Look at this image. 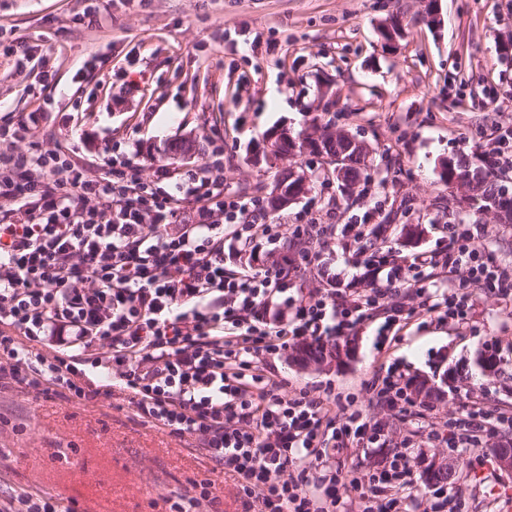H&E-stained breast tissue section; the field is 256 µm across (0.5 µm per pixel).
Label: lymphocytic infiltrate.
Masks as SVG:
<instances>
[{"mask_svg": "<svg viewBox=\"0 0 512 512\" xmlns=\"http://www.w3.org/2000/svg\"><path fill=\"white\" fill-rule=\"evenodd\" d=\"M31 147L0 153V199L20 214L0 220V384L86 402L121 390L144 423L196 437L247 512H336L345 499L358 512H410L413 439L363 485L329 453L376 444L383 426L329 388L282 397L286 379L257 360L302 341H336L377 316L385 337L422 312L462 324L477 288L511 302L512 267L485 247L484 225H449L441 261L414 257L408 272L390 270L386 287L290 295L292 273L314 264L311 246L335 212L297 224L294 251L281 261L240 267L238 244L278 227L258 202L228 193L221 164L204 163L178 195L163 188L162 170L153 186L125 158L94 174L60 145ZM462 266L467 276L455 281ZM393 285L401 299L389 304ZM367 387L388 410L408 414L416 404L399 369ZM511 428L512 415L475 401L427 438L473 452Z\"/></svg>", "mask_w": 512, "mask_h": 512, "instance_id": "obj_1", "label": "lymphocytic infiltrate"}]
</instances>
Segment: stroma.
<instances>
[{"instance_id":"1","label":"stroma","mask_w":512,"mask_h":512,"mask_svg":"<svg viewBox=\"0 0 512 512\" xmlns=\"http://www.w3.org/2000/svg\"><path fill=\"white\" fill-rule=\"evenodd\" d=\"M438 13L431 20L428 0H0V125L46 107L51 119L35 140L73 148L93 169L132 158L148 181L162 166L198 169L217 144L229 190L262 201L278 168L251 156L268 130L340 129L373 148L366 173L345 190L328 179L326 157L284 158L310 176L309 196L270 213L280 239L252 243L243 260H280L291 220L316 198L333 201L345 223L372 213L378 245L399 264L441 254L448 225L465 219L485 225L489 247L512 265V223L469 207L440 180L447 161L462 160L512 190V171L492 170L484 154L493 127H512V0H440ZM394 16L404 29L390 47L380 31ZM187 139L190 159L171 149ZM373 256L353 259L335 239L319 263L367 288L386 281L367 269ZM379 327L358 326L343 337L340 362L321 368L293 348L272 358L289 381L285 394L297 385L352 394L397 443L420 420L392 417L362 388L395 363L434 386L437 427L475 400L512 414V306L480 291L469 323L414 321L387 347ZM481 350L495 356L497 373L475 365ZM498 445L490 440L478 456L420 449L415 474L450 459L456 512H512ZM213 480L217 490L202 497ZM22 491L78 512H172L192 498L195 512H245L234 483L218 480L192 439L143 423L128 400L36 399L9 386L0 389V496Z\"/></svg>"}]
</instances>
